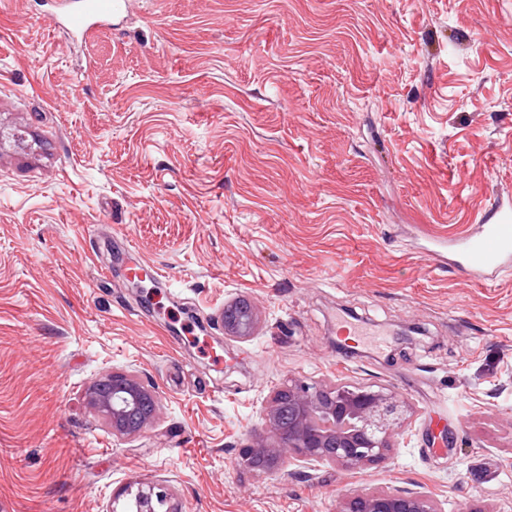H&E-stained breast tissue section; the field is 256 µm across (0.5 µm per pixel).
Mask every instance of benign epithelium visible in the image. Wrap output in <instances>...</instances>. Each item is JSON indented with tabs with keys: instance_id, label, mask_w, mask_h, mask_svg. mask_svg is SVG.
<instances>
[{
	"instance_id": "1",
	"label": "benign epithelium",
	"mask_w": 512,
	"mask_h": 512,
	"mask_svg": "<svg viewBox=\"0 0 512 512\" xmlns=\"http://www.w3.org/2000/svg\"><path fill=\"white\" fill-rule=\"evenodd\" d=\"M258 315L250 306L224 316L229 339L251 337ZM112 395L90 389L88 398L109 419L112 434L132 436L145 424L133 419L152 417L158 404L154 388L128 372L110 376ZM266 432L243 448L240 463L263 474L277 472L290 461L333 464L355 472L384 461L391 438L404 426L407 408L385 388L307 383L290 379L275 388L263 410ZM338 512H442L438 502L423 492L401 488H365L350 496Z\"/></svg>"
}]
</instances>
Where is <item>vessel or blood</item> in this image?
Returning <instances> with one entry per match:
<instances>
[{
	"instance_id": "obj_1",
	"label": "vessel or blood",
	"mask_w": 512,
	"mask_h": 512,
	"mask_svg": "<svg viewBox=\"0 0 512 512\" xmlns=\"http://www.w3.org/2000/svg\"><path fill=\"white\" fill-rule=\"evenodd\" d=\"M131 0H54L45 16L72 42L86 41L128 13ZM429 254L435 265L449 266L470 279L490 280L512 267V214L492 210L478 228L457 237H440Z\"/></svg>"
}]
</instances>
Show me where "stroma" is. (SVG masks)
I'll use <instances>...</instances> for the list:
<instances>
[{"label":"stroma","instance_id":"35a3bbf8","mask_svg":"<svg viewBox=\"0 0 512 512\" xmlns=\"http://www.w3.org/2000/svg\"><path fill=\"white\" fill-rule=\"evenodd\" d=\"M42 11L0 0V512H512V270L424 252L512 199V0H135L78 45ZM115 371L158 392L133 437ZM291 377L404 401L388 458L240 466ZM249 304V303H248ZM258 323V315L250 304L233 316H224L225 338L244 340L251 337ZM109 379L112 395L100 396L93 387L88 392L89 400L108 417L113 435L125 437L139 433L156 411L157 392L128 372H112ZM145 416L148 421L141 424L133 422V419ZM338 512H442L424 492L401 488H365L354 493Z\"/></svg>","mask_w":512,"mask_h":512}]
</instances>
